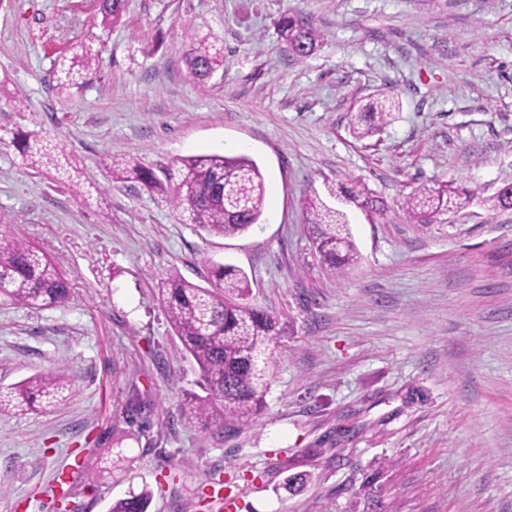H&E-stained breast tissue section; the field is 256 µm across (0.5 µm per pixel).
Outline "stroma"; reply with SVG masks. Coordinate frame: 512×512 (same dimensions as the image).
<instances>
[{"instance_id": "obj_1", "label": "stroma", "mask_w": 512, "mask_h": 512, "mask_svg": "<svg viewBox=\"0 0 512 512\" xmlns=\"http://www.w3.org/2000/svg\"><path fill=\"white\" fill-rule=\"evenodd\" d=\"M93 0H0V135L64 141L96 180L75 192L0 145V230L65 273L67 306L0 303V390L53 366L76 378L56 409L0 410V512H107L149 487V512H512V0H129L71 96L59 56L84 38ZM296 13L322 42L292 59L276 22ZM224 68L188 74L191 29ZM394 118L356 139L370 97ZM155 172L201 154H244L265 182L259 224L199 235L168 198L112 182L109 154ZM360 179L385 216L350 209L357 263L321 265L302 201ZM456 181L469 206L409 223L416 187ZM242 269L250 300L289 321L255 426L219 439L181 416L199 372L158 287ZM122 437L125 472L99 473ZM72 474L66 498L54 494ZM306 478L286 489L288 477Z\"/></svg>"}]
</instances>
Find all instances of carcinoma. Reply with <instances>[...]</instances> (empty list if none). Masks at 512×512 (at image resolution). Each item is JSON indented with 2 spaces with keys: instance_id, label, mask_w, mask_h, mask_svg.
<instances>
[{
  "instance_id": "cac0c4a2",
  "label": "carcinoma",
  "mask_w": 512,
  "mask_h": 512,
  "mask_svg": "<svg viewBox=\"0 0 512 512\" xmlns=\"http://www.w3.org/2000/svg\"><path fill=\"white\" fill-rule=\"evenodd\" d=\"M128 0H98L92 16L89 42L59 60L58 93L81 88L83 74L93 70L100 47L112 28L121 24ZM286 51L300 59L311 55L320 33L299 18L286 14L278 23ZM189 75L204 81L224 67V50L211 33L190 32L185 57ZM395 101L378 97L352 115L358 138L376 134L393 119ZM0 143L15 148L22 161L37 171L55 170L80 187L83 169L61 142L45 141L34 134L13 132ZM105 169L114 182H136L151 193L167 197L181 221L207 235H242L259 223L263 214L265 184L257 163L246 155L205 154L179 160L162 181L137 159L112 155ZM328 196L344 204L383 215V208L360 181L327 186ZM473 193L452 182L422 184L404 200L402 209L413 224H433L450 211L466 207ZM315 253L330 269L342 272L358 259L346 213L326 204L320 195L302 202ZM211 287L205 288L171 274L161 281L158 299L174 334L199 369L203 394L189 393L182 403L184 420L204 433L233 436L251 427L263 405L273 350L283 327L281 315L248 301V276L232 265L211 264ZM68 282L46 252L9 231H0V301L33 309L66 305ZM75 393V384L58 368L31 376L0 391V410L28 413L50 410ZM122 440L114 442L101 458V473L122 469L126 456ZM152 492L148 487L111 503L107 512H148Z\"/></svg>"
}]
</instances>
